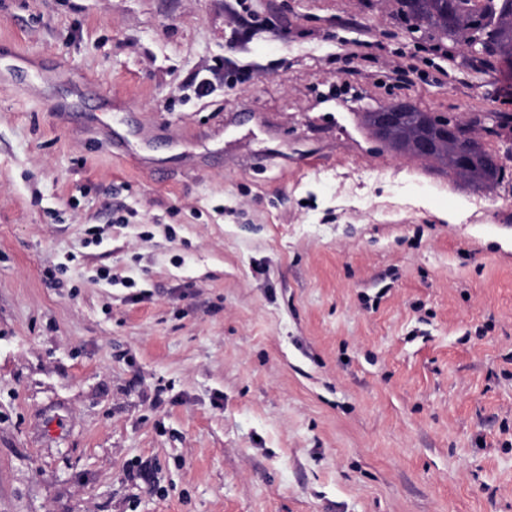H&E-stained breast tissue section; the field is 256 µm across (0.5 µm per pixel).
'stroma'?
Instances as JSON below:
<instances>
[{
  "instance_id": "stroma-1",
  "label": "stroma",
  "mask_w": 512,
  "mask_h": 512,
  "mask_svg": "<svg viewBox=\"0 0 512 512\" xmlns=\"http://www.w3.org/2000/svg\"><path fill=\"white\" fill-rule=\"evenodd\" d=\"M405 98L500 183L378 143ZM0 512H512V65L397 0H0ZM71 113L73 119L78 121L77 112ZM80 124L89 125L87 130L101 133L110 143L112 153L120 158H128L131 155H138V149L149 145L156 139H165L171 142L180 143L189 139H195L194 135L177 133L161 127L150 126L144 120H136V122L127 126L122 132L112 128V124L97 117L92 122H79Z\"/></svg>"
}]
</instances>
